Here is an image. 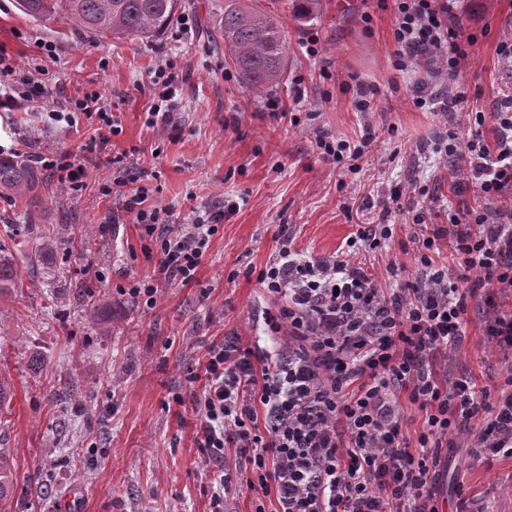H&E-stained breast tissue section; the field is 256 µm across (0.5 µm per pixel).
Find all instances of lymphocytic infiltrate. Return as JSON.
Returning a JSON list of instances; mask_svg holds the SVG:
<instances>
[{
  "mask_svg": "<svg viewBox=\"0 0 512 512\" xmlns=\"http://www.w3.org/2000/svg\"><path fill=\"white\" fill-rule=\"evenodd\" d=\"M459 0H377L393 9L394 66L424 56L436 76L455 80L476 37L460 21ZM466 97L449 89L445 101L415 92L417 108L445 112L444 152L460 165L450 189L473 190L482 211L449 214L447 227L417 215L425 256L403 286L384 288L365 267L341 256L304 255L282 243L257 279L275 300L263 314L276 350L243 347L237 336L211 346L197 401L199 447L225 465L247 456L263 497L275 512H438L431 470L442 438L467 436L485 417L476 455L512 458V377L497 393L471 377L450 378L449 361L466 334L467 301L483 294L484 334L512 359V88L491 115L466 112ZM493 124V140L483 134ZM125 209L155 239L157 273L129 281L123 292L153 305L160 282L188 283L223 211L189 224H164L142 189L125 191ZM447 239L454 267L429 251ZM424 412L423 431L409 443L398 400Z\"/></svg>",
  "mask_w": 512,
  "mask_h": 512,
  "instance_id": "1",
  "label": "lymphocytic infiltrate"
}]
</instances>
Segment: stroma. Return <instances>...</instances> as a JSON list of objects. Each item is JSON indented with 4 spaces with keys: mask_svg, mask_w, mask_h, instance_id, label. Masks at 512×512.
Segmentation results:
<instances>
[{
    "mask_svg": "<svg viewBox=\"0 0 512 512\" xmlns=\"http://www.w3.org/2000/svg\"><path fill=\"white\" fill-rule=\"evenodd\" d=\"M274 4L285 23L287 70L272 95L286 107L265 109L224 54V0H192L151 40L96 37L68 21L40 22L15 0H0V49L16 67L43 69L41 88L16 111H0V149L34 163L48 151L80 156L82 192L72 195L49 172L34 194L0 189V254L9 255L17 284L0 290V375L10 379L11 407L0 424L18 482L0 512H208L215 468L198 447L200 414L193 377L212 343L230 335L273 348L262 314L271 300L257 281L275 255L279 235L296 251L332 256L363 224L379 223L391 194L400 214L390 245L359 255L387 287L390 262L417 265L412 218L429 197L474 205L449 191L455 159L433 151L444 112L414 107L412 90L440 82L426 62L393 66V14L376 0H314L297 16L288 0ZM461 21L477 37L457 82L471 108L491 112L497 92L512 84L496 48L512 37V0H463ZM371 23H364V15ZM317 54H309V42ZM54 54H46L45 45ZM175 75L168 91L155 74ZM375 90L359 111L356 84ZM174 93L175 137L145 124L154 101ZM100 94L121 131L100 153L83 155L96 131L90 120L51 119L58 102ZM371 128L374 141L358 161L322 159L319 135L354 139ZM140 174L149 204L173 224L222 207L224 229L213 239L190 284L160 283L155 306L120 293L157 265L139 227L101 188L118 174L114 156ZM428 198L407 192L411 182ZM57 238L51 264L27 255ZM103 271V279L86 268ZM467 335L448 365L478 386L497 390L512 367L487 342L482 299L469 302ZM40 355V369L30 365ZM453 447L441 460L436 498L443 512H512V459L490 462Z\"/></svg>",
    "mask_w": 512,
    "mask_h": 512,
    "instance_id": "obj_1",
    "label": "stroma"
}]
</instances>
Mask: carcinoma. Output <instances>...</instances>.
<instances>
[{
	"instance_id": "carcinoma-1",
	"label": "carcinoma",
	"mask_w": 512,
	"mask_h": 512,
	"mask_svg": "<svg viewBox=\"0 0 512 512\" xmlns=\"http://www.w3.org/2000/svg\"><path fill=\"white\" fill-rule=\"evenodd\" d=\"M18 10L36 20H68L95 36L150 39L159 35L184 0H16ZM224 51L235 62L242 83L256 93L279 88L286 72L287 46L280 15L248 0H224ZM37 171L0 160V188L17 196L34 192ZM16 474L9 452L0 448V499L9 496Z\"/></svg>"
}]
</instances>
